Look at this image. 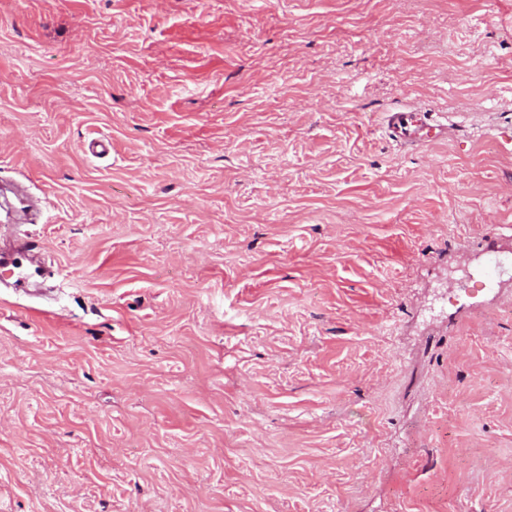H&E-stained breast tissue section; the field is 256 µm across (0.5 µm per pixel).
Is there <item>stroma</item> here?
Here are the masks:
<instances>
[{
	"label": "stroma",
	"instance_id": "35a3bbf8",
	"mask_svg": "<svg viewBox=\"0 0 512 512\" xmlns=\"http://www.w3.org/2000/svg\"><path fill=\"white\" fill-rule=\"evenodd\" d=\"M496 250L512 0H0V512H512ZM425 118L424 112L409 110V108L389 113L387 117L389 134L404 142L426 144L436 139L439 133H436V128L429 125Z\"/></svg>",
	"mask_w": 512,
	"mask_h": 512
}]
</instances>
